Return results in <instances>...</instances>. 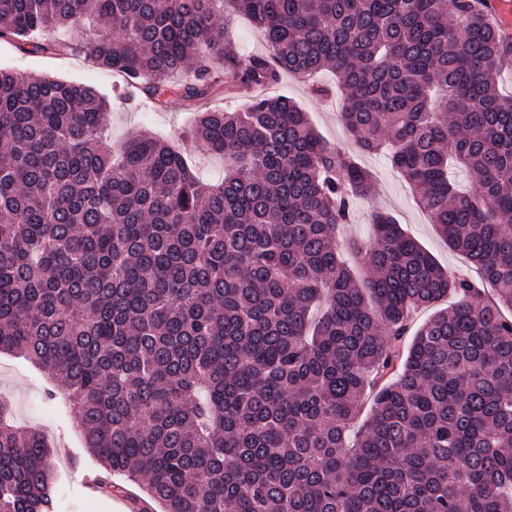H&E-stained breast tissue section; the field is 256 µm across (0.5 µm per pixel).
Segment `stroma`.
Listing matches in <instances>:
<instances>
[{
  "mask_svg": "<svg viewBox=\"0 0 512 512\" xmlns=\"http://www.w3.org/2000/svg\"><path fill=\"white\" fill-rule=\"evenodd\" d=\"M0 67L86 83L107 95L111 94L113 86L120 83L119 77L90 69L75 56L58 52L34 54L25 46L3 40H0ZM275 91L297 101L330 145L356 153L359 164L373 175L371 194L368 200L351 210L349 221L342 229L344 237L369 241L372 237L371 212L383 209L390 212L442 266L451 271H468L465 256L449 250L429 215L419 207L415 193L391 168L386 158L359 151L340 120V102L332 101L329 92L325 95L313 93L309 80L288 75L282 77ZM193 112L189 102L176 96L168 97L159 110L150 109L145 104L135 108L123 103L114 104L112 142L121 145L132 133L148 125L186 148L204 178H221L224 174L223 158L199 153L190 138ZM64 398L63 385L51 382L24 359L0 354V400L7 404L15 422L38 429L55 447L54 472L61 512H113L114 498L95 491L83 495L73 491L77 474L95 475L99 469L79 436L66 425Z\"/></svg>",
  "mask_w": 512,
  "mask_h": 512,
  "instance_id": "1",
  "label": "stroma"
}]
</instances>
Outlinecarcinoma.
<instances>
[{"mask_svg":"<svg viewBox=\"0 0 512 512\" xmlns=\"http://www.w3.org/2000/svg\"><path fill=\"white\" fill-rule=\"evenodd\" d=\"M236 15L267 52L240 53ZM81 21L94 38L52 40ZM0 39L156 108L215 94L217 71L255 91L198 113L202 149L232 161L208 184L153 133L114 155L95 89L0 68V353L66 387L100 490L125 494L123 475L163 512H512V99L494 77L512 42L486 0H0ZM318 71L479 278L387 212L368 244L339 239L371 173L257 93ZM52 456L0 405V512H58Z\"/></svg>","mask_w":512,"mask_h":512,"instance_id":"1","label":"carcinoma"}]
</instances>
